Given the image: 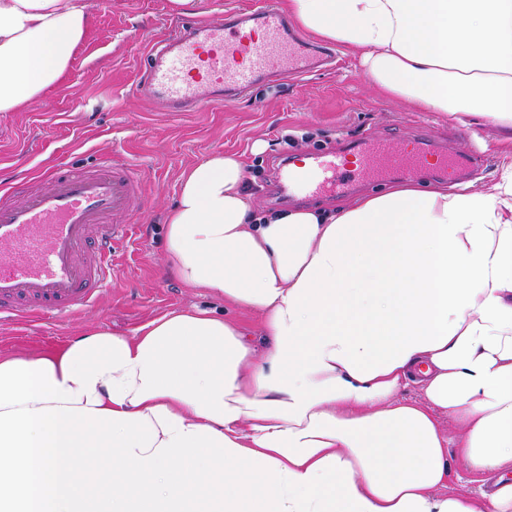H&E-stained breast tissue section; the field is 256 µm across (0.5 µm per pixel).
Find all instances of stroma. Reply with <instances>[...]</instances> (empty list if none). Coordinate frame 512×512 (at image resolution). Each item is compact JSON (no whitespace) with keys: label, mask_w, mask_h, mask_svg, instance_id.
I'll list each match as a JSON object with an SVG mask.
<instances>
[{"label":"stroma","mask_w":512,"mask_h":512,"mask_svg":"<svg viewBox=\"0 0 512 512\" xmlns=\"http://www.w3.org/2000/svg\"><path fill=\"white\" fill-rule=\"evenodd\" d=\"M88 37L62 81L20 112L0 114V190L14 198L47 189L53 165L90 169L118 164L134 169L143 193L140 209L119 216L126 238L112 252V277L87 306L55 318L0 322V356H35L63 346L85 328L130 335L178 309L204 308L229 318L237 309L204 290L187 291L170 270L165 217L183 172L212 152L237 154L261 209L339 208L361 193L379 194L402 184L399 176L360 183L352 192L280 198L273 188L280 156L301 159L343 143L384 139L397 144L418 133L479 155L467 176L486 191L512 156V134L489 117L467 128L389 96L364 73L359 56L339 48L336 66L282 84L255 86L236 102L203 112L168 114L135 93L147 39L173 30L182 16L170 0H90Z\"/></svg>","instance_id":"1"}]
</instances>
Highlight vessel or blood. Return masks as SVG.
Here are the masks:
<instances>
[{"label": "vessel or blood", "mask_w": 512, "mask_h": 512, "mask_svg": "<svg viewBox=\"0 0 512 512\" xmlns=\"http://www.w3.org/2000/svg\"><path fill=\"white\" fill-rule=\"evenodd\" d=\"M335 58L293 29L279 0H256L225 21H188L149 44L137 90L166 111L201 112L247 96L261 81L299 78ZM461 167L444 147L376 140L347 153L317 154L305 174L289 170L283 180L290 192L312 197L347 192L362 178L448 174ZM46 178L47 190L21 203H0V314L65 313L86 305L107 282L112 247L127 231L117 216L142 201L138 180L121 166L54 168Z\"/></svg>", "instance_id": "obj_1"}]
</instances>
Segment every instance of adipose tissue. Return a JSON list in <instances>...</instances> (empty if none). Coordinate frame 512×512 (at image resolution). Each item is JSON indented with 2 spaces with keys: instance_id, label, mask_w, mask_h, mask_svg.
Returning <instances> with one entry per match:
<instances>
[{
  "instance_id": "adipose-tissue-1",
  "label": "adipose tissue",
  "mask_w": 512,
  "mask_h": 512,
  "mask_svg": "<svg viewBox=\"0 0 512 512\" xmlns=\"http://www.w3.org/2000/svg\"><path fill=\"white\" fill-rule=\"evenodd\" d=\"M287 4L381 90L512 128V0ZM92 20L89 0H0V113L61 79ZM166 253L265 345L197 308L0 358V512H512L507 479L447 493L440 424L472 473L512 461V161L486 192L263 212L218 151L183 174Z\"/></svg>"
}]
</instances>
